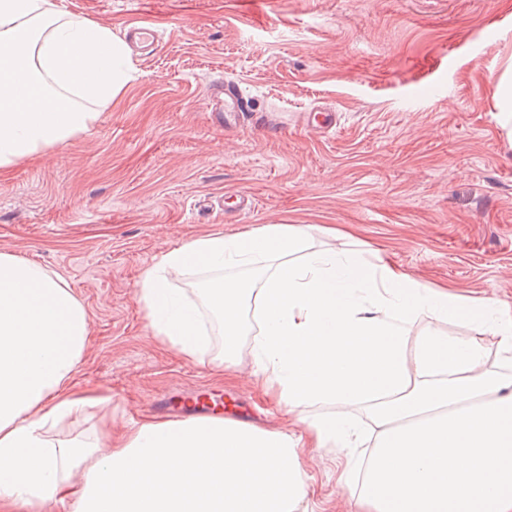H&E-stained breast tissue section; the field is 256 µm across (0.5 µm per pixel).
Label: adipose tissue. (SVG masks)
Instances as JSON below:
<instances>
[{
	"label": "adipose tissue",
	"instance_id": "obj_1",
	"mask_svg": "<svg viewBox=\"0 0 512 512\" xmlns=\"http://www.w3.org/2000/svg\"><path fill=\"white\" fill-rule=\"evenodd\" d=\"M135 77L125 40L54 0H0V174L88 132L97 105ZM306 231L271 224L206 233L165 252L138 283L151 336L197 361L221 338L236 363L254 300V374L294 415L284 432L223 417L149 419L62 438L94 406L70 389L90 318L67 283L0 252V512H308L305 448L364 444L349 412L368 405L372 449L347 480L350 512H512V373L487 370L485 336L512 365V311L423 285L330 248L294 261ZM214 281L188 296L170 277ZM472 332L414 331L422 313ZM337 413L308 418L307 407Z\"/></svg>",
	"mask_w": 512,
	"mask_h": 512
}]
</instances>
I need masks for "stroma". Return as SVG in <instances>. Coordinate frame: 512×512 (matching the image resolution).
<instances>
[{
	"instance_id": "1",
	"label": "stroma",
	"mask_w": 512,
	"mask_h": 512,
	"mask_svg": "<svg viewBox=\"0 0 512 512\" xmlns=\"http://www.w3.org/2000/svg\"><path fill=\"white\" fill-rule=\"evenodd\" d=\"M124 35L152 25L138 78L61 155L0 176V250L61 275L90 316L71 385L105 404L68 420L123 432L160 402L205 395L214 414L288 430L250 375L255 304L237 365L191 362L147 334L136 285L199 233L314 224L315 247L386 262L431 287L512 310V143L492 84L512 58V0H55ZM251 112L212 122V80ZM320 103L336 130L312 125ZM256 206L237 209V194ZM356 448L304 456L311 512H347L336 477Z\"/></svg>"
}]
</instances>
